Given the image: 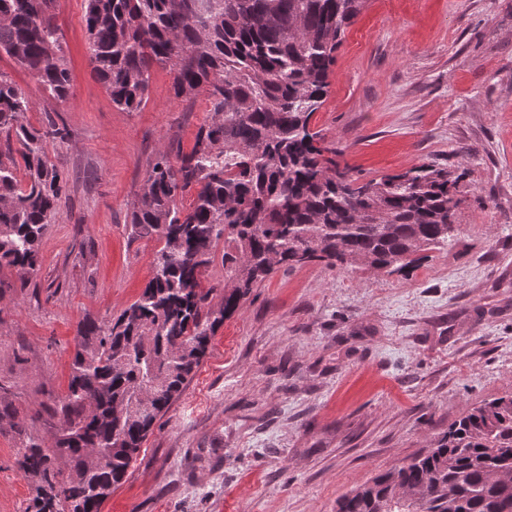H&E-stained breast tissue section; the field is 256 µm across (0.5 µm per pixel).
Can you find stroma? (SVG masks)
<instances>
[{"mask_svg":"<svg viewBox=\"0 0 512 512\" xmlns=\"http://www.w3.org/2000/svg\"><path fill=\"white\" fill-rule=\"evenodd\" d=\"M71 73L48 99L0 55L68 181L41 269L0 297V512H24V426L67 391L77 325L136 301L155 240L127 213L158 149L191 151L204 97L152 71L148 103L113 106L89 62L83 0H55ZM358 181L424 164L458 176L457 236L399 271L276 270L213 336L194 376L100 512H336L337 500L411 460L481 401L512 394V0H367L347 27L311 120Z\"/></svg>","mask_w":512,"mask_h":512,"instance_id":"1","label":"stroma"}]
</instances>
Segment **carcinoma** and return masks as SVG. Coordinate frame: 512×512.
I'll list each match as a JSON object with an SVG mask.
<instances>
[{
    "instance_id": "1",
    "label": "carcinoma",
    "mask_w": 512,
    "mask_h": 512,
    "mask_svg": "<svg viewBox=\"0 0 512 512\" xmlns=\"http://www.w3.org/2000/svg\"><path fill=\"white\" fill-rule=\"evenodd\" d=\"M54 0H0V53L48 93H71ZM89 60L116 108L149 99L152 70L177 98L204 94L193 148L158 151L128 213L162 244L153 276L119 315L83 318L66 394L26 434L20 470L37 481L25 512H100L154 425L182 394L212 337L279 268H405L454 237L457 178L422 165L358 183L325 156L310 121L325 102L345 26L366 0H84ZM0 72V296L29 286L60 220L67 181L48 146L70 131ZM194 192L188 211L177 198ZM224 241V254L217 245ZM221 263L224 280L203 287ZM221 297L220 307L211 302ZM336 512H512V394L467 409L434 446L377 474Z\"/></svg>"
}]
</instances>
